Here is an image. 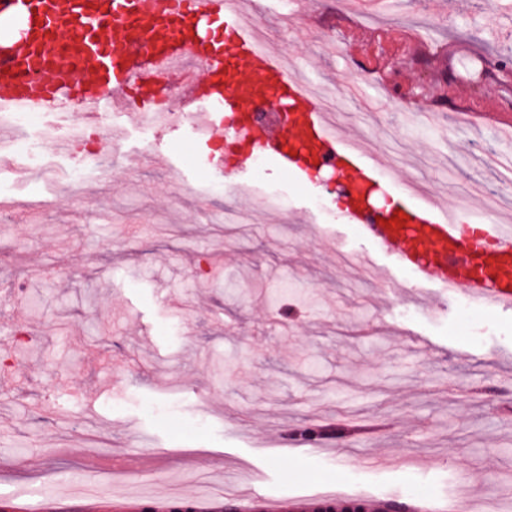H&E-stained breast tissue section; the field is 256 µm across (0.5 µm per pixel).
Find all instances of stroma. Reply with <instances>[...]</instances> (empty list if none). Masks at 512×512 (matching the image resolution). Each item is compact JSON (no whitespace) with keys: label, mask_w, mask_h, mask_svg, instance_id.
<instances>
[{"label":"stroma","mask_w":512,"mask_h":512,"mask_svg":"<svg viewBox=\"0 0 512 512\" xmlns=\"http://www.w3.org/2000/svg\"><path fill=\"white\" fill-rule=\"evenodd\" d=\"M343 0H257L277 50L326 107L365 133L392 170L482 213L512 202V146L469 113L500 86L481 69L512 65V39L490 32L486 0H391L341 28ZM462 44L459 59L422 57ZM457 75L441 83L439 70ZM420 85L405 101L403 88ZM124 142L116 173L71 179L70 157L42 150L0 174L15 213L0 225V512L23 488L28 512H133L142 495L221 492L246 472L278 512L327 492L443 512L476 490L512 488V311L471 308L406 270L391 281L345 267L332 241L386 264L340 223L328 195L271 166L238 194L213 190L189 127L108 129ZM182 154L206 191L172 201L170 171L136 164L140 148ZM411 315H404V308ZM335 428L323 453L287 458L273 442ZM137 432L138 447L125 446ZM384 441L390 461L359 465L353 434ZM125 468L156 481L71 479ZM471 476L472 484L462 483Z\"/></svg>","instance_id":"obj_1"}]
</instances>
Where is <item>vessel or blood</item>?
Wrapping results in <instances>:
<instances>
[{
    "mask_svg": "<svg viewBox=\"0 0 512 512\" xmlns=\"http://www.w3.org/2000/svg\"><path fill=\"white\" fill-rule=\"evenodd\" d=\"M177 76L174 95L190 115L199 161L216 180L242 183L246 166L225 168L214 140L248 142L278 173L305 182L333 169L355 227L421 284L464 293L476 307L512 311V220L495 214L469 228L457 210L421 192L358 139L346 136L322 96L271 51L247 0H0V109L41 112L52 121L83 111L129 110L140 96L142 125L166 129L153 107L159 77ZM282 105L288 135L256 126L254 105ZM512 130V114L490 99L472 107ZM406 217L392 224L395 212Z\"/></svg>",
    "mask_w": 512,
    "mask_h": 512,
    "instance_id": "vessel-or-blood-1",
    "label": "vessel or blood"
}]
</instances>
